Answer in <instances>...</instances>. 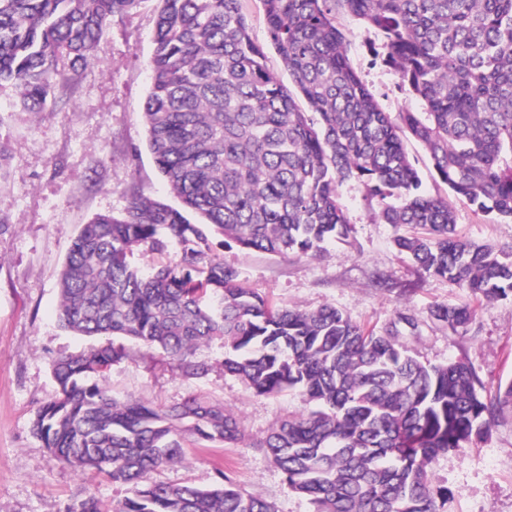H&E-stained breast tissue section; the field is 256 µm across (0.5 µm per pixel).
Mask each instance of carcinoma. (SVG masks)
Here are the masks:
<instances>
[{
    "mask_svg": "<svg viewBox=\"0 0 512 512\" xmlns=\"http://www.w3.org/2000/svg\"><path fill=\"white\" fill-rule=\"evenodd\" d=\"M142 0H0V84L30 112L71 81L110 19ZM144 104L147 148L180 207L138 191L119 215L85 225L59 278L60 327L104 342L53 360L58 391L32 434L61 461L129 487L117 512H275L224 471L208 488L150 473L184 442L235 446L230 412L198 397L167 408L118 400L97 377L131 340L207 366L196 348L224 341V372L258 396L299 391L309 408L256 441L311 512H442L436 459L488 432L512 406V381L484 389L456 361L435 365L396 343L398 312L378 332L335 307L277 308L213 256L214 240L281 257H315L351 228L341 201L357 186L395 230L398 252L477 301L512 296V254L456 233L448 199L427 193L406 149L475 210L512 220V0H262L268 42L289 82L270 72L242 0H160ZM377 35L383 62L418 101L392 116L351 64L338 16ZM303 98L308 109L297 105ZM175 262L133 267L140 248ZM436 320L467 334L469 304Z\"/></svg>",
    "mask_w": 512,
    "mask_h": 512,
    "instance_id": "carcinoma-1",
    "label": "carcinoma"
}]
</instances>
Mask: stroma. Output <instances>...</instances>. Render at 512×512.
Masks as SVG:
<instances>
[{"mask_svg":"<svg viewBox=\"0 0 512 512\" xmlns=\"http://www.w3.org/2000/svg\"><path fill=\"white\" fill-rule=\"evenodd\" d=\"M159 5L160 0H143L136 10L111 19L92 59L76 63L75 89L66 101L31 112L17 105L11 86H0V512H67L89 495L99 512H116L129 494L127 485L59 461L33 436L31 422L56 394L52 360L90 343L57 323L58 275L82 226L96 215L122 211L136 190L175 201L147 150L143 113ZM340 21L352 65L381 107L392 113L417 109L394 71L373 56L375 34L350 16ZM341 197L351 245H329L315 258L220 247L215 254L238 270L244 286L279 307L332 306L380 330L390 327L399 309L410 308L418 329L397 338L410 354L433 364L465 361L489 391L511 382L512 297L480 303L472 331L451 333L430 309L469 302V295L429 278L400 254L392 228L358 189L342 188ZM452 207L464 238L512 247V222L459 201ZM380 275L392 289L376 287ZM126 348L127 358L100 379L115 397L161 407L200 397L232 413L247 438L234 447L187 441L182 460L155 470L153 481L206 488L221 469L275 512H310L255 445L305 410L298 392L255 395L225 374L219 339L198 348L195 358L208 368L200 377L184 375L158 351L131 342ZM433 475L435 485L448 490L444 512H512V408L483 437L441 455Z\"/></svg>","mask_w":512,"mask_h":512,"instance_id":"1","label":"stroma"}]
</instances>
